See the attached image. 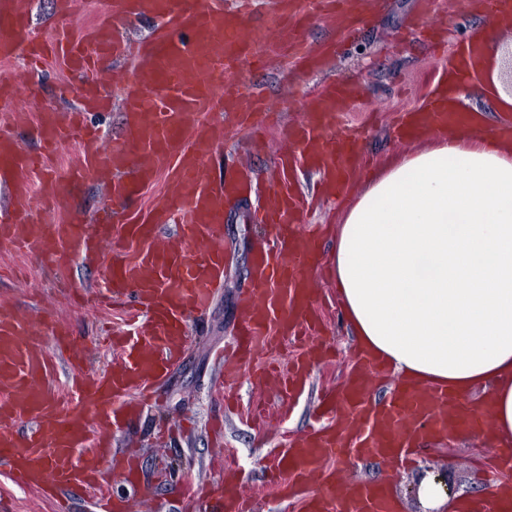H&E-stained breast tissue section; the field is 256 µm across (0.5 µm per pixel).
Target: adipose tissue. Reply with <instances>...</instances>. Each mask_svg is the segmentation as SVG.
Masks as SVG:
<instances>
[{
  "label": "adipose tissue",
  "instance_id": "adipose-tissue-1",
  "mask_svg": "<svg viewBox=\"0 0 512 512\" xmlns=\"http://www.w3.org/2000/svg\"><path fill=\"white\" fill-rule=\"evenodd\" d=\"M496 26L507 38L483 36L481 90L512 112V16ZM331 273L359 348L446 388L462 413L490 405V441L512 445L511 137L449 124L388 160L344 207ZM420 496L435 512L479 508L431 474Z\"/></svg>",
  "mask_w": 512,
  "mask_h": 512
}]
</instances>
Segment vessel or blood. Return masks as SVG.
I'll return each instance as SVG.
<instances>
[{"mask_svg":"<svg viewBox=\"0 0 512 512\" xmlns=\"http://www.w3.org/2000/svg\"><path fill=\"white\" fill-rule=\"evenodd\" d=\"M342 2L271 0L273 40H280L287 29L302 27L309 8L332 11ZM249 4L250 0H238L228 8L224 0H113L111 15L88 23L79 38L64 32L46 48L31 24L33 0H0L1 62L21 54L38 58L48 49L66 70L82 78L79 105L68 116L25 109L0 114V184L8 187L13 199L12 209L0 214V242L59 261L77 251L90 262L102 245H110L112 295H131L147 325L136 341L114 344L118 363L91 375L83 374L78 358L64 348L68 326H52L58 355L72 373L81 403L80 408L67 409L43 387L50 357L38 324L0 307V465L44 497L93 489L109 470L131 475L134 452L118 456L108 435L124 429L137 413L136 401L165 382L182 352L186 311H206L224 284V209L245 186L235 176L220 183L214 178L211 157L224 132L210 115L217 109L241 111V96L225 89L224 76L241 63L263 62L244 33ZM117 15L160 17L165 24L150 38L133 41L115 26ZM287 49L308 67H321L327 60L326 52H311L296 39L289 40ZM120 59L134 61L136 70L121 100L122 138L109 146L87 127L85 116L105 109L104 65ZM444 84L441 78L434 81L429 107L405 114L404 135L448 121ZM347 99L344 89L321 88L308 97L303 123L289 134L293 153L282 160L279 178L269 187L274 203L260 216L272 239L254 257L252 287L242 301L235 340L236 368L249 366L258 352L276 349L316 315L310 275L321 257L315 239L298 229L293 177L297 162H304L319 170L322 183L332 192L354 167L358 135L336 128L337 113ZM21 124L32 125L37 150L26 149L15 139L13 129ZM65 142L78 146L79 159L62 170L54 157ZM104 168L112 173L108 197L116 205L167 172L171 191L146 221L128 227L131 236L150 240L162 225L174 223L165 248L132 254L113 246L108 215L93 226L68 219L52 224L33 219L32 170H41L46 183L64 188ZM320 358L318 344L304 346L285 376L286 385L301 386ZM385 369L383 361L363 358L345 389L346 423L323 425L302 438L284 437L274 451L272 481L277 491L291 490L314 473L324 475L323 490L302 496L299 512H395L383 489L353 481L337 487L329 462L346 453L405 459L428 437L444 438L461 428L485 432L488 413H458L452 395L434 385L402 383L384 404L371 403L366 396L370 376ZM218 498L220 512H251L249 498L238 486L221 487Z\"/></svg>","mask_w":512,"mask_h":512,"instance_id":"vessel-or-blood-1","label":"vessel or blood"}]
</instances>
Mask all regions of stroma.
Wrapping results in <instances>:
<instances>
[{
    "mask_svg": "<svg viewBox=\"0 0 512 512\" xmlns=\"http://www.w3.org/2000/svg\"><path fill=\"white\" fill-rule=\"evenodd\" d=\"M421 2L366 0L367 8L361 12L340 11L329 20L311 14L301 33L305 43L316 50L330 42L336 45L335 54L323 69L304 71L292 59L272 53L264 68L244 65L233 74L234 82L257 90L273 105L283 125L303 121V99L321 85L345 83L351 99L337 124L360 125L365 130L359 143L365 163L354 173L347 192L332 199L320 197V175L305 165L299 166L296 177L297 190L307 198L303 223L320 236L322 264L313 275V284L315 297L323 305L322 337L332 344L334 353L314 369L284 416L279 413L278 391L272 382L258 380L248 371L221 380L215 355L230 349L240 299L251 281L254 250L268 236L267 228L253 219L255 198H240L224 211L223 290L205 314L188 316V349L172 366L160 397L115 438L117 447L140 451V482L130 483L112 474L104 485L114 501L128 502L131 512H213L217 491L224 482L251 489L256 497L255 512H295L293 504L268 482L270 451L278 447L283 434L301 436L313 429L320 395L327 390L342 391L358 352L330 273L341 209L388 156L426 147L435 140V132L428 130L405 141L397 139L393 132L397 114L428 100L429 79L433 73L447 71L467 32L492 27L490 16L472 12L465 0H435L427 11ZM111 11L112 0H35L32 23L37 33L46 34L58 26L79 27L97 14ZM109 70L107 90L112 106L92 113L90 119L116 137L124 123L121 93L129 66L119 61L110 64ZM79 82L78 75L64 71L59 63L44 64L29 79V110L50 109L62 115L73 112L78 106L75 95L70 90L61 92L60 87L66 84L71 89ZM214 118L224 124V141L212 159L216 171L239 170L260 182L274 175L283 143L272 139L262 151H254L246 128L221 112ZM108 178L107 172L94 173L77 187L33 201L34 213L45 223L67 216L93 224L108 201ZM168 190L162 178L142 189L114 214V234L123 236L124 225L141 223L148 207L161 201ZM107 264L103 256L89 266L73 253L60 271L45 265L38 256L0 245V304L35 320L44 331L52 321L68 323L75 350L87 359L91 369L103 368L113 363L115 356L101 340L102 328L126 327L130 316L120 310L109 313L76 305L67 295V285H103ZM500 453V448L489 445L483 436L458 431L431 443L405 464L396 458L351 460L344 466V476L386 486L399 501V512H419L421 504L411 489L416 478L427 471L447 470L456 491L491 499L500 479L512 482V472L500 476L489 463ZM187 478L209 488L189 505L183 504L177 493L178 484ZM0 512L54 510L51 503L19 488L0 471Z\"/></svg>",
    "mask_w": 512,
    "mask_h": 512,
    "instance_id": "obj_1",
    "label": "stroma"
}]
</instances>
